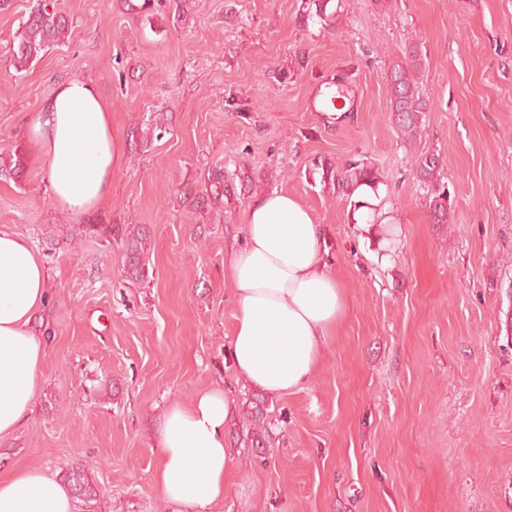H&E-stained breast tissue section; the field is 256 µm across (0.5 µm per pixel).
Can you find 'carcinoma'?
Here are the masks:
<instances>
[{"instance_id":"1","label":"carcinoma","mask_w":512,"mask_h":512,"mask_svg":"<svg viewBox=\"0 0 512 512\" xmlns=\"http://www.w3.org/2000/svg\"><path fill=\"white\" fill-rule=\"evenodd\" d=\"M68 30L66 17L54 10L48 0H31L28 15L19 25L9 45L10 61L16 73L29 69L51 47L61 43ZM420 59L414 54L407 65L397 63L390 73V114L392 123L403 137L412 140L420 135L425 126L426 113L430 111L429 98L419 89L417 73ZM315 169L320 171L321 182L330 183L336 194L352 199L357 191L366 187L374 195H379L384 185L383 176L376 168L364 161L351 160L342 165L318 162ZM25 170L24 155L18 151H0V178L17 180ZM417 178L426 192L427 206L433 223L446 224L454 208V196L448 188L443 156L431 153L417 161ZM126 252L124 272L128 279L141 281L145 277L141 255L148 241L145 227L129 224L122 235ZM265 402H257L243 418L250 441L259 446L270 443L271 436L264 427ZM73 497L78 504V512H95L92 502L96 501V491L91 486L86 471L73 467L64 476Z\"/></svg>"}]
</instances>
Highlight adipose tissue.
<instances>
[{
    "label": "adipose tissue",
    "mask_w": 512,
    "mask_h": 512,
    "mask_svg": "<svg viewBox=\"0 0 512 512\" xmlns=\"http://www.w3.org/2000/svg\"><path fill=\"white\" fill-rule=\"evenodd\" d=\"M29 135L55 206L77 216L106 201L127 144L92 82L59 83ZM323 235L301 202L273 192L254 203L240 238L226 251L224 280L238 311L232 360L267 393L306 387L346 314L347 292L325 259ZM47 279L32 246L0 230V438L15 433L33 411L46 342L32 333L31 319L47 298ZM234 416V400L220 388L167 408L156 481L169 512H211L223 501L235 468L225 445ZM0 512H73V498L57 476L21 470L0 475Z\"/></svg>",
    "instance_id": "1"
}]
</instances>
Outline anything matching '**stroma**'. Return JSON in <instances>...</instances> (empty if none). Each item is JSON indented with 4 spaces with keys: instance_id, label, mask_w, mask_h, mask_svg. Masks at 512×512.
<instances>
[{
    "instance_id": "35a3bbf8",
    "label": "stroma",
    "mask_w": 512,
    "mask_h": 512,
    "mask_svg": "<svg viewBox=\"0 0 512 512\" xmlns=\"http://www.w3.org/2000/svg\"><path fill=\"white\" fill-rule=\"evenodd\" d=\"M64 41L24 77L7 47L29 5L0 11V147L25 156L0 180V230L48 273L31 328L47 335L29 421L0 439V473L84 467L95 512H166L155 480L167 406L222 387L237 405L238 467L212 512H512V0H55ZM432 109L414 141L389 119V72L411 53ZM344 78L350 107L321 110ZM70 78L109 103L127 153L96 210L49 195L27 129ZM161 140L142 142L150 113ZM442 154L456 196L434 223L415 178ZM362 160L384 177L390 225L367 224L315 162ZM248 178L201 205L208 174ZM277 190L325 229L348 311L309 385L269 396L233 366L237 314L224 256L253 203ZM145 225L147 275L122 272L120 228ZM266 400L271 444L242 415Z\"/></svg>"
}]
</instances>
